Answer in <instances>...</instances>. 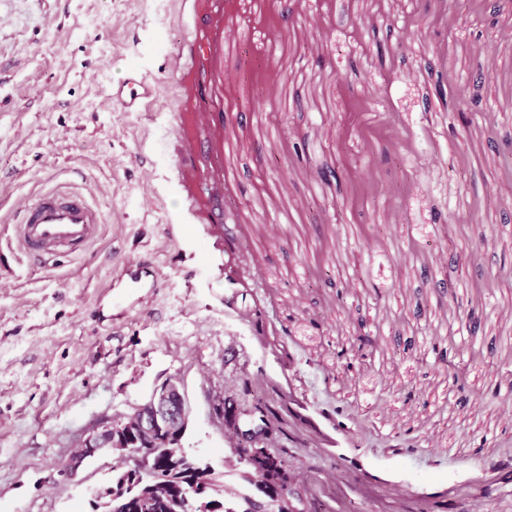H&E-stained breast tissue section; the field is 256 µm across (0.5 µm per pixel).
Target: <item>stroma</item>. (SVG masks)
Returning <instances> with one entry per match:
<instances>
[{"label":"stroma","instance_id":"stroma-1","mask_svg":"<svg viewBox=\"0 0 512 512\" xmlns=\"http://www.w3.org/2000/svg\"><path fill=\"white\" fill-rule=\"evenodd\" d=\"M345 3L341 25L336 0H295L287 20L281 0L219 4L235 33L220 51L229 238L188 219L171 168L191 0H0V512H92L111 458L59 469L172 375L186 445L236 483L213 406L245 374L308 420L287 425L297 512H512V11L431 0L407 50L381 59L387 20H412L416 0ZM133 70L157 85L144 113L112 98ZM440 82L477 86L469 124ZM357 166L401 195L354 196ZM58 183L102 222L86 255L45 268L10 218ZM144 260L160 288L117 313L113 279ZM362 331L377 345L360 356Z\"/></svg>","mask_w":512,"mask_h":512}]
</instances>
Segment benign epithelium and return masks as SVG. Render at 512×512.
I'll list each match as a JSON object with an SVG mask.
<instances>
[{"mask_svg":"<svg viewBox=\"0 0 512 512\" xmlns=\"http://www.w3.org/2000/svg\"><path fill=\"white\" fill-rule=\"evenodd\" d=\"M226 413L236 422L229 440L232 453L254 487L239 512H295L290 502L295 494V480L288 474L290 449L273 445L275 432L250 417L243 401L236 399L226 407L218 406L215 416L222 420ZM187 426L181 384L178 377L171 376L154 390L147 403L91 427L67 461L68 475L76 474L80 459L102 455L112 447L115 431L144 440L146 448L140 450L138 462L148 465L152 462L149 448L182 436Z\"/></svg>","mask_w":512,"mask_h":512,"instance_id":"obj_1","label":"benign epithelium"}]
</instances>
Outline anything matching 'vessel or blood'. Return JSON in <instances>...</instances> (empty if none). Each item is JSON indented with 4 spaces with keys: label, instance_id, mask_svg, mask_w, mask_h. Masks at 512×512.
Segmentation results:
<instances>
[{
    "label": "vessel or blood",
    "instance_id": "1",
    "mask_svg": "<svg viewBox=\"0 0 512 512\" xmlns=\"http://www.w3.org/2000/svg\"><path fill=\"white\" fill-rule=\"evenodd\" d=\"M217 40L202 37L185 41L182 46L190 61L198 62L193 82L179 83V106L173 115V128L184 144L176 156L178 168H190L195 177L186 187L201 196L211 223L224 221L219 194L214 193L213 178L220 167L210 137L200 135V128L216 127L223 121L221 86L224 73L215 62ZM154 84L144 76L130 77L126 87L117 88L116 97L128 111L138 112L155 97ZM16 236L28 255L42 264H50L57 255L83 253L94 239L99 217L86 193L57 186L41 192L18 206L13 214ZM118 288H154L158 285L150 265L125 271L114 282Z\"/></svg>",
    "mask_w": 512,
    "mask_h": 512
}]
</instances>
